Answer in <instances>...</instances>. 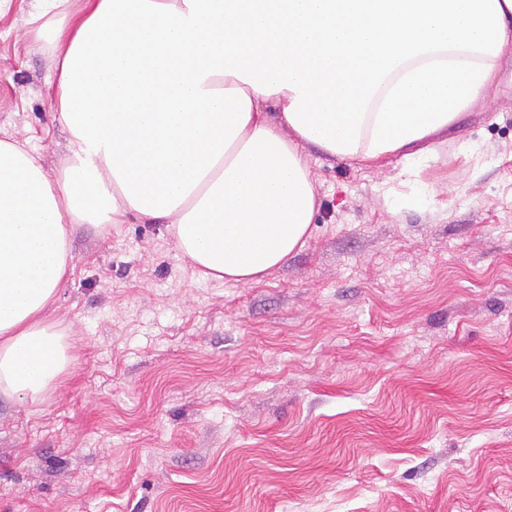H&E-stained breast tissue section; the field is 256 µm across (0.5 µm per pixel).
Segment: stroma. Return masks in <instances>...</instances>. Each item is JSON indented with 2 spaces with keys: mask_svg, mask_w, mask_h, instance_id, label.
Instances as JSON below:
<instances>
[{
  "mask_svg": "<svg viewBox=\"0 0 512 512\" xmlns=\"http://www.w3.org/2000/svg\"><path fill=\"white\" fill-rule=\"evenodd\" d=\"M0 15V140L57 174L56 72ZM425 183L312 151L311 234L249 284L198 279L165 225L71 230V366L0 394V512H512V60ZM475 148L470 161L458 159Z\"/></svg>",
  "mask_w": 512,
  "mask_h": 512,
  "instance_id": "obj_1",
  "label": "stroma"
}]
</instances>
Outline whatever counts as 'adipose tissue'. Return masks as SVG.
<instances>
[{"instance_id": "obj_1", "label": "adipose tissue", "mask_w": 512, "mask_h": 512, "mask_svg": "<svg viewBox=\"0 0 512 512\" xmlns=\"http://www.w3.org/2000/svg\"><path fill=\"white\" fill-rule=\"evenodd\" d=\"M39 0L59 71L57 177L0 140V392L70 365L51 318L70 228L163 224L202 277L247 283L303 246L309 148L416 185L512 55V0Z\"/></svg>"}]
</instances>
